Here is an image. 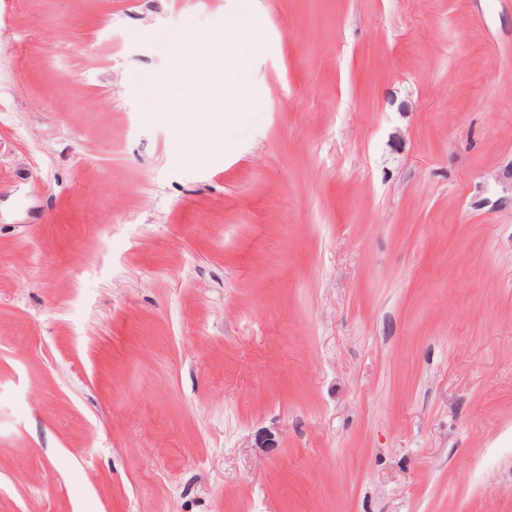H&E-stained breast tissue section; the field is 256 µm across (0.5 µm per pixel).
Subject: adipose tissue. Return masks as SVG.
Returning <instances> with one entry per match:
<instances>
[{
    "instance_id": "1",
    "label": "adipose tissue",
    "mask_w": 512,
    "mask_h": 512,
    "mask_svg": "<svg viewBox=\"0 0 512 512\" xmlns=\"http://www.w3.org/2000/svg\"><path fill=\"white\" fill-rule=\"evenodd\" d=\"M250 29L238 25L223 26L221 33L213 35L207 54H199L193 34H182L176 46L182 58L202 70L203 80L184 83L179 103L156 97L153 110L157 118L168 122L176 131L179 146L192 155H211L224 149V124L233 118L223 103L207 98L204 93L206 79L223 73L224 66L241 41H253Z\"/></svg>"
}]
</instances>
